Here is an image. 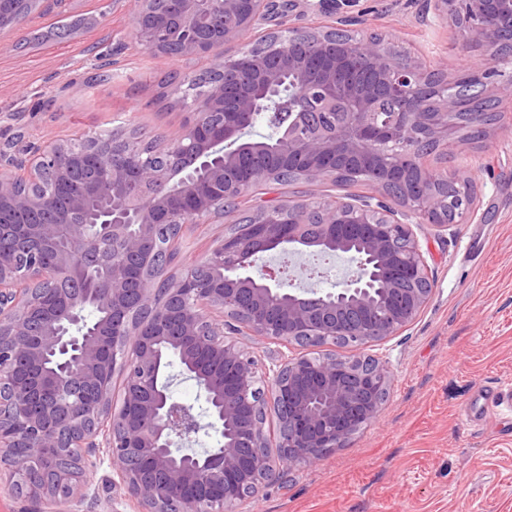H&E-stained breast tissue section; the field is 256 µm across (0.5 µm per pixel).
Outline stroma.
Here are the masks:
<instances>
[{
    "mask_svg": "<svg viewBox=\"0 0 512 512\" xmlns=\"http://www.w3.org/2000/svg\"><path fill=\"white\" fill-rule=\"evenodd\" d=\"M424 0H356V36H395L428 64L456 73L469 60L456 28L421 20ZM92 18L73 36L34 42L73 17ZM328 13L306 11L302 0H276L265 31L329 25ZM126 0H66L34 14L17 29H0V145L21 148L43 140L79 139L124 127L144 137L170 138L188 110L158 99L169 75L214 65L209 53L184 63L132 43ZM435 168L468 167L478 214L470 223L418 237L433 282L431 299L399 334L367 343L363 352L385 362L391 380L379 413L345 448L333 450L286 479L263 482L236 512H512V425L493 401L491 386L512 398V121L459 155H430ZM370 185L270 183L261 201L329 199L371 193ZM238 213L183 225L180 272L238 221ZM292 286L329 291L351 272L347 256H292Z\"/></svg>",
    "mask_w": 512,
    "mask_h": 512,
    "instance_id": "35a3bbf8",
    "label": "stroma"
}]
</instances>
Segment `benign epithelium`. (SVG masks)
<instances>
[{"label":"benign epithelium","instance_id":"7a95c632","mask_svg":"<svg viewBox=\"0 0 512 512\" xmlns=\"http://www.w3.org/2000/svg\"><path fill=\"white\" fill-rule=\"evenodd\" d=\"M132 38L144 49L189 60L228 44L238 47L193 93L177 87L193 123L168 139L167 159L142 139L119 132L106 144L89 136L48 140L16 159L0 149V215L30 212L49 202L48 187L72 181L76 161L88 157L94 194L72 192L69 208L85 216L72 224L0 222V466L27 512H80L88 496L111 501L117 485L143 512H233L255 493L268 470L282 477L351 443L376 417L388 389L385 363L361 348L408 327L430 301L429 265L414 227L441 231L472 217L474 185L463 168L440 171L421 149L464 151L473 140L456 121L472 80L480 100L512 98V0H426L423 21L451 23L475 62L453 77L422 63L390 39L341 38L340 29L290 27L255 37L273 0H128ZM306 8L348 20L354 0H305ZM283 100L275 150L298 163L266 167L275 181L289 172L310 184L346 178L370 183L376 194L290 203L277 219L261 211L237 224L203 258L169 274L161 265L156 226L200 224L242 201L229 176L239 153L224 150L253 126L266 101ZM471 125L485 139L483 111ZM288 245L297 252L347 255L355 263L342 287L297 292L263 254ZM93 254L97 289L72 295L38 288L64 272L80 279ZM222 269L218 283L199 288L200 265ZM103 300L106 314L80 334L71 325L87 304ZM224 310L229 322L206 310ZM180 328L174 349L183 372L200 383L209 427L222 447L182 452L199 430L192 408L160 382L164 326ZM255 336L317 350L259 373L256 360L228 336ZM57 359L48 370L44 362ZM124 379L112 402L115 375ZM280 408V434L265 430L269 404ZM279 448L276 458L268 449ZM27 449L18 457L15 449ZM105 449L114 477L92 488L90 457Z\"/></svg>","mask_w":512,"mask_h":512}]
</instances>
